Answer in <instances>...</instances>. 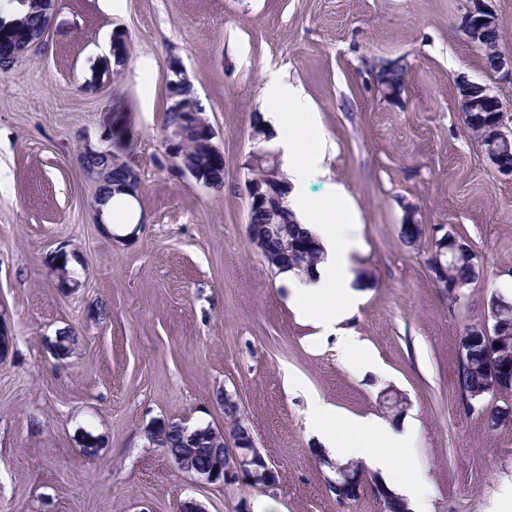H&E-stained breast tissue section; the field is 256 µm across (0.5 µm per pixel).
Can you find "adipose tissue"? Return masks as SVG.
<instances>
[{
	"instance_id": "ef3b65f1",
	"label": "adipose tissue",
	"mask_w": 512,
	"mask_h": 512,
	"mask_svg": "<svg viewBox=\"0 0 512 512\" xmlns=\"http://www.w3.org/2000/svg\"><path fill=\"white\" fill-rule=\"evenodd\" d=\"M266 121L283 150V170L288 179V205L299 224L308 229L323 248L322 262L307 281L286 274L296 313L323 332L337 336L342 363H350L363 347L342 324L357 309L353 287V254L361 243V223L343 185L325 196L305 193L309 182L325 176L327 144L311 121L300 89L281 77H271L264 93ZM310 428L335 459H355L381 469L387 488L407 499L415 512H432L433 490L424 469L410 459L418 427L391 424L373 417L348 419L334 406L313 399Z\"/></svg>"
}]
</instances>
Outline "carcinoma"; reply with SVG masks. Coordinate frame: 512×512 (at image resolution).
I'll list each match as a JSON object with an SVG mask.
<instances>
[{
  "mask_svg": "<svg viewBox=\"0 0 512 512\" xmlns=\"http://www.w3.org/2000/svg\"><path fill=\"white\" fill-rule=\"evenodd\" d=\"M16 5V14L11 19L0 15V71L7 72L17 63L16 48L22 44L35 46L33 39L40 37L50 23L53 14V3L49 0H30L26 5L19 0H8ZM406 69L403 66L388 67L376 73L378 86L394 88L403 85ZM193 107L169 109L164 113L163 128L183 127L187 131L185 144L181 147L182 154L189 165L193 166L207 181L209 187L219 190L224 185V164L216 161L205 148L203 140L206 131L202 125H188V113ZM499 113L494 111V105H487L480 112H468L464 118L465 125L478 130L498 121ZM130 153V147L120 144L112 148L82 151L77 160L85 172L107 168L110 178L98 184L97 201L105 202L110 197L119 194V184L130 169L112 164L117 154ZM251 223L248 224L250 243L259 251L266 262L279 272H291L296 276L308 278L314 267L321 262L323 251L318 240L306 229L297 224L290 208L279 213V218H273L269 210L254 209L249 213ZM403 243L412 248L420 246L423 235V225L404 222L399 228ZM461 257L448 267L446 284L468 285L477 278L475 255L471 247L460 241ZM500 321L503 329L493 337L500 343L493 355H484L481 338H476L465 358L459 360L457 384L461 389V397L480 395L485 390L487 379V363L492 360L505 369V374L512 381V308L501 313ZM78 344V336L71 330L60 332L54 345L64 356H69ZM224 429L230 431H246L239 405L229 401L224 402ZM149 443L165 448L173 457L190 453L192 465L204 471L224 467L223 436L216 435L209 426L197 427L193 444L185 442L178 420H160L147 433Z\"/></svg>",
  "mask_w": 512,
  "mask_h": 512,
  "instance_id": "carcinoma-1",
  "label": "carcinoma"
}]
</instances>
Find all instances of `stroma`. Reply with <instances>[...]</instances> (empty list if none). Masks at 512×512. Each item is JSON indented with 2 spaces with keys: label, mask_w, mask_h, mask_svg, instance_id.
<instances>
[{
  "label": "stroma",
  "mask_w": 512,
  "mask_h": 512,
  "mask_svg": "<svg viewBox=\"0 0 512 512\" xmlns=\"http://www.w3.org/2000/svg\"><path fill=\"white\" fill-rule=\"evenodd\" d=\"M464 0H58L48 37L0 72V322L13 348L0 362V512H383L371 492L337 503L308 427L310 402L383 418L391 390L420 424L415 459L433 512H501L512 487V425L456 387L458 339L484 320L494 293L512 296V180L489 162L456 103L461 77L482 78L462 26ZM126 30L117 62L107 43ZM179 58L224 152V189L168 166L163 144L169 58ZM407 68L384 100L376 63ZM120 80H113V69ZM279 75L298 86L328 143L327 174L362 223L354 256L358 310L346 327L366 365L339 360L336 339L296 314L283 273L250 244L244 163L262 89ZM135 131L141 190L132 236L100 224L96 186L76 157L99 146L113 107ZM423 225L420 249L402 221ZM461 236L478 280L448 299L428 267L430 230ZM72 254L78 284L58 285L53 258ZM73 330L64 361L50 352ZM302 383L292 390L286 375ZM241 417L279 473L269 491L204 485L150 444L153 421L224 427L220 399ZM98 436L85 453L84 433Z\"/></svg>",
  "instance_id": "1"
}]
</instances>
